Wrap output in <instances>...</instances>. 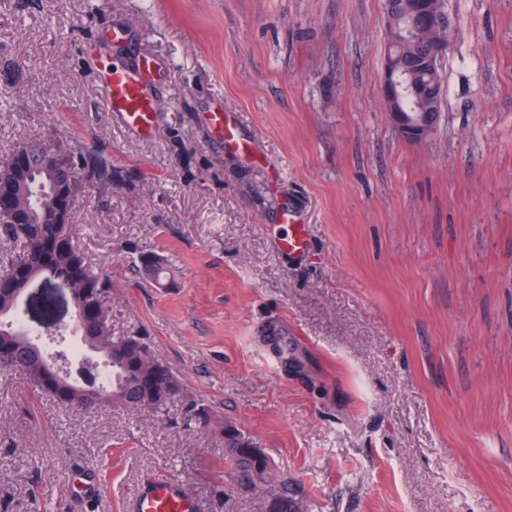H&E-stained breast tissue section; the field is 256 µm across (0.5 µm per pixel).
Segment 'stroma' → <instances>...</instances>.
Here are the masks:
<instances>
[{
    "instance_id": "stroma-1",
    "label": "stroma",
    "mask_w": 512,
    "mask_h": 512,
    "mask_svg": "<svg viewBox=\"0 0 512 512\" xmlns=\"http://www.w3.org/2000/svg\"><path fill=\"white\" fill-rule=\"evenodd\" d=\"M446 14L447 94L412 144L382 102L384 0H0V156L39 137L111 156L78 242L112 280L113 340L182 387L158 411L78 414L0 375V512H125L160 474L200 512L284 492L303 512H512V0ZM138 57L162 66L147 138L98 79ZM218 106L249 155L215 140ZM286 207L311 240L298 261L277 249ZM20 314L77 369L69 304ZM194 402L264 450L270 481L186 426ZM138 261V268L157 284H162L163 280L170 278L171 272L157 255L153 253H142Z\"/></svg>"
}]
</instances>
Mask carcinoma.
I'll use <instances>...</instances> for the list:
<instances>
[{"label":"carcinoma","mask_w":512,"mask_h":512,"mask_svg":"<svg viewBox=\"0 0 512 512\" xmlns=\"http://www.w3.org/2000/svg\"><path fill=\"white\" fill-rule=\"evenodd\" d=\"M399 8L388 18L387 58L391 59L396 85L393 95L384 101L391 112L417 116L421 112L440 115L445 88L440 74L441 57L448 49L449 28L435 23L437 14H445L444 0H398ZM424 58L436 60L428 67L417 66ZM58 151L39 139L19 144L0 159V172L19 167L25 172V188L15 189L10 181L0 183V199H15L20 216L0 222V238L11 248L0 252V264L13 271L8 287L21 291L33 282L43 286L67 288L82 307L95 306L101 318L81 322L85 335L94 344L113 352L106 365L110 377L101 382L94 398L72 392L61 395L60 384L48 382L54 364L46 359L38 363L28 355L30 333L15 319V297L0 288V375L21 373L37 389L50 393L65 407L76 412H91L105 405L122 408L160 409L178 391V378L170 367L151 357L146 345L136 338L112 341L108 309L112 285L87 266L76 242L72 218L84 196L86 186L95 184L112 189V159L96 150H71V172L61 169L52 174L41 169L42 158ZM139 269L160 284L170 278L162 259L142 253ZM195 425L224 442L240 476L250 482L263 481L271 473L265 452L242 434L235 424L225 421L207 408L197 409ZM261 512H302L300 503L283 493L262 503Z\"/></svg>","instance_id":"cac0c4a2"}]
</instances>
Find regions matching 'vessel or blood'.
Instances as JSON below:
<instances>
[{"label": "vessel or blood", "mask_w": 512, "mask_h": 512, "mask_svg": "<svg viewBox=\"0 0 512 512\" xmlns=\"http://www.w3.org/2000/svg\"><path fill=\"white\" fill-rule=\"evenodd\" d=\"M152 69L153 64L148 60L142 61L135 74L122 64L112 62L99 73L110 109L120 116L128 129L139 135L151 133L158 109L156 99L148 90ZM210 121L218 141L228 148L237 147L236 128L224 111L211 113ZM308 248L309 240L299 224L292 225L290 233L279 239L281 253L293 260L303 257ZM129 509L130 512H198L194 498L178 482L162 475L139 491Z\"/></svg>", "instance_id": "vessel-or-blood-1"}]
</instances>
